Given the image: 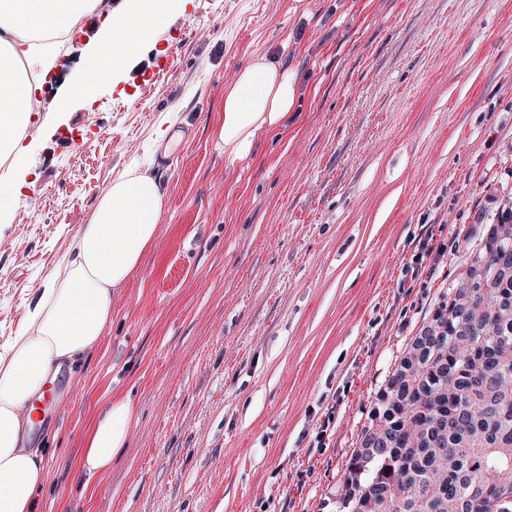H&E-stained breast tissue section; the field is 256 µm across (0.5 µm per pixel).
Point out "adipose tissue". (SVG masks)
Listing matches in <instances>:
<instances>
[{
    "label": "adipose tissue",
    "mask_w": 512,
    "mask_h": 512,
    "mask_svg": "<svg viewBox=\"0 0 512 512\" xmlns=\"http://www.w3.org/2000/svg\"><path fill=\"white\" fill-rule=\"evenodd\" d=\"M173 0H126L107 18V34L82 57L88 76L74 79L55 102L87 98L106 85L149 41ZM98 0H0V214L11 211L24 184L23 144L31 104L58 66L63 37L95 15ZM295 102L294 77L269 56L255 58L224 87L218 141L230 162L254 152L260 132L285 127ZM164 192L132 165L98 197L88 224L40 284L13 343L0 350V512H34L42 457L25 445L32 427L21 410L43 397L63 366L94 348L112 320V291L127 282L156 238ZM135 421L130 399L112 400L90 430L80 461L85 479L105 473L125 447Z\"/></svg>",
    "instance_id": "obj_1"
}]
</instances>
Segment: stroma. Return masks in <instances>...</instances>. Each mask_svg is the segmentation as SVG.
<instances>
[{
  "label": "stroma",
  "mask_w": 512,
  "mask_h": 512,
  "mask_svg": "<svg viewBox=\"0 0 512 512\" xmlns=\"http://www.w3.org/2000/svg\"><path fill=\"white\" fill-rule=\"evenodd\" d=\"M262 54L294 74L295 106L233 164L224 86ZM28 140L0 219V349L111 181L141 161L166 192L30 438L35 512H338L397 355L512 196V0H188ZM125 396L127 446L83 488L86 434Z\"/></svg>",
  "instance_id": "stroma-1"
}]
</instances>
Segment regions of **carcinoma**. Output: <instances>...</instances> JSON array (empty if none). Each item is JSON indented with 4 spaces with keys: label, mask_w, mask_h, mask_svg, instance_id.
Instances as JSON below:
<instances>
[{
    "label": "carcinoma",
    "mask_w": 512,
    "mask_h": 512,
    "mask_svg": "<svg viewBox=\"0 0 512 512\" xmlns=\"http://www.w3.org/2000/svg\"><path fill=\"white\" fill-rule=\"evenodd\" d=\"M339 512H512V201L406 344Z\"/></svg>",
    "instance_id": "cac0c4a2"
}]
</instances>
